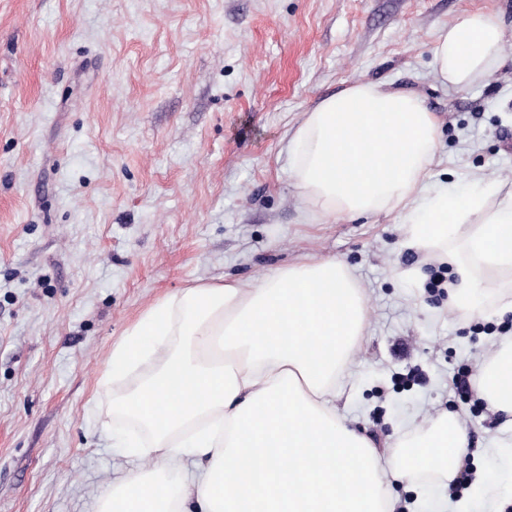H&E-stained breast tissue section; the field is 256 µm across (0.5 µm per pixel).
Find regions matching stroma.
<instances>
[{"mask_svg":"<svg viewBox=\"0 0 512 512\" xmlns=\"http://www.w3.org/2000/svg\"><path fill=\"white\" fill-rule=\"evenodd\" d=\"M487 12L504 59L464 89L436 76L438 33ZM421 94L438 119L428 181L512 188V0H0V512H96L133 463L101 387L114 343L159 298L343 262L368 320L336 406L377 446L411 419L454 415L469 456L502 418L451 380L479 376L512 326L495 294L452 307L398 214L318 219L288 141L352 83Z\"/></svg>","mask_w":512,"mask_h":512,"instance_id":"obj_1","label":"stroma"}]
</instances>
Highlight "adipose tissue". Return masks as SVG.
I'll use <instances>...</instances> for the list:
<instances>
[{
	"mask_svg": "<svg viewBox=\"0 0 512 512\" xmlns=\"http://www.w3.org/2000/svg\"><path fill=\"white\" fill-rule=\"evenodd\" d=\"M503 31L491 13H470L434 43L436 71L463 88L490 77ZM437 118L423 98L383 83H354L306 112L293 136V172L321 214L397 212L404 244L456 264L451 303L478 307L472 272L512 291V192L481 180L462 195L430 186ZM465 225L450 245L449 225ZM362 289L333 258L305 261L260 281L196 285L151 306L113 344L101 383L112 410L145 440L125 441L149 460L103 495L98 512H397L391 483L434 473L452 483L468 432L448 415L378 448L339 413L336 383L363 336ZM153 361L149 375L140 365ZM478 389L512 417V336L500 337ZM203 461L187 478L182 463Z\"/></svg>",
	"mask_w": 512,
	"mask_h": 512,
	"instance_id": "1",
	"label": "adipose tissue"
}]
</instances>
